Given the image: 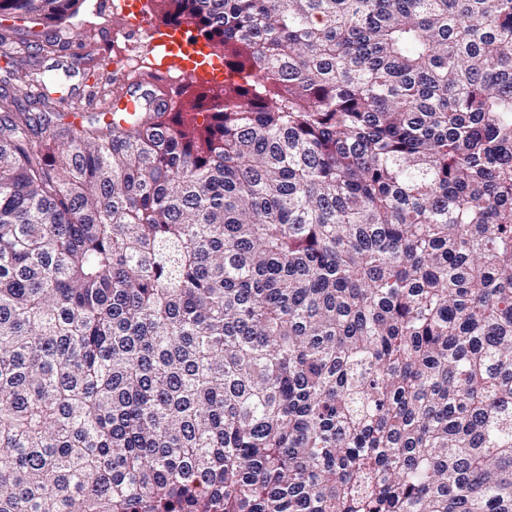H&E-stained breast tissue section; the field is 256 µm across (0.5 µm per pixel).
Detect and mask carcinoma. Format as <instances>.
<instances>
[{
    "mask_svg": "<svg viewBox=\"0 0 512 512\" xmlns=\"http://www.w3.org/2000/svg\"><path fill=\"white\" fill-rule=\"evenodd\" d=\"M158 2L242 82L0 94V512H512V0Z\"/></svg>",
    "mask_w": 512,
    "mask_h": 512,
    "instance_id": "obj_1",
    "label": "carcinoma"
}]
</instances>
